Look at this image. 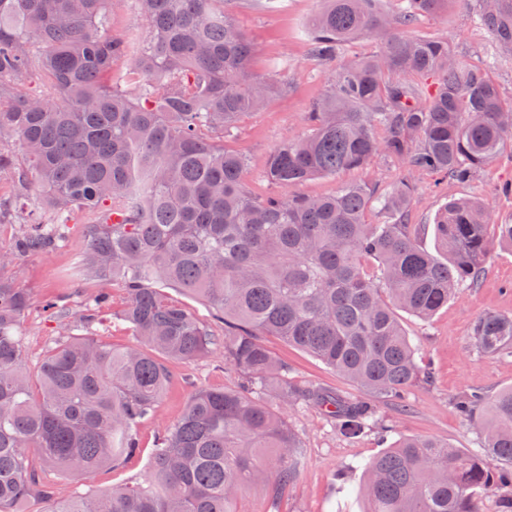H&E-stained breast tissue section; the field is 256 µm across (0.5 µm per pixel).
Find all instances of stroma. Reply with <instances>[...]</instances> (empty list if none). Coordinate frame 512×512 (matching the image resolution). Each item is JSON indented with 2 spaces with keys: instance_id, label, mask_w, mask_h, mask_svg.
Instances as JSON below:
<instances>
[{
  "instance_id": "stroma-1",
  "label": "stroma",
  "mask_w": 512,
  "mask_h": 512,
  "mask_svg": "<svg viewBox=\"0 0 512 512\" xmlns=\"http://www.w3.org/2000/svg\"><path fill=\"white\" fill-rule=\"evenodd\" d=\"M235 18L251 41L254 53L252 71L280 83V90L256 112L243 114L229 135L226 148L244 155V177L255 193H277L276 185L265 177L270 153L285 139L308 134L307 112L326 88L330 71L327 62L312 51L308 23L318 10V0H232ZM413 34L446 38L455 58L462 64L486 69L505 96H512V56L501 52L492 34L481 24L471 0H453L447 12L421 18ZM409 176L416 186L412 221L419 224L418 241L434 249L433 223L449 200L469 197L489 199L499 222L512 223V195L501 194L504 184L512 183V144H507L496 161L468 182L437 179L407 172L398 162L374 158L362 169L334 176L311 178L297 188L305 196H328L347 182L368 181L376 192L390 190L398 178ZM84 215H77L67 246L41 255L21 256L0 265V276L13 279L25 288L31 306L19 326L30 368H37L56 336V324L45 310L49 300L63 298L74 310H82L88 283L80 279L77 267L85 248ZM111 303L97 328L99 337L112 345L133 344L128 325L116 315L126 305L123 288L112 287ZM512 317V249L495 248L478 287L463 291L449 301L429 321L403 315V326L417 346L419 366L431 368L433 380L412 389L408 411L400 412L381 404L384 423L393 425L389 434L372 433L356 440L340 436L326 416L314 407L299 406L288 412L291 427L303 441L301 475L279 504H272L269 487L248 488L238 499V512H362L360 489L363 467L389 448L401 435H416L448 442L468 451L477 439L458 416L454 403L464 393L481 390L493 393L512 385V357L477 353L471 343V328L484 313ZM271 351L288 365L289 376L299 384H317L344 398H355L359 388L308 353L270 337ZM172 379L155 413L142 421L137 434L142 453L124 463L103 468L91 476L53 474L54 497L69 498L88 490L106 491L112 487L144 481L150 467L148 452L158 431L174 423L197 389L234 388L237 376L224 367L220 354L193 363L169 361Z\"/></svg>"
}]
</instances>
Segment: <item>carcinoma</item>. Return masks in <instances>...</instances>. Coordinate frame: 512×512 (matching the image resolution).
Segmentation results:
<instances>
[{"instance_id": "cac0c4a2", "label": "carcinoma", "mask_w": 512, "mask_h": 512, "mask_svg": "<svg viewBox=\"0 0 512 512\" xmlns=\"http://www.w3.org/2000/svg\"><path fill=\"white\" fill-rule=\"evenodd\" d=\"M135 2L146 26L138 37L112 33V0H0V140L15 137L22 149L0 148V177L16 189L0 201V224L9 215L19 225L0 259L57 251L74 215H92L80 277L124 289L120 319L137 336L115 347L94 333L104 288L80 314L50 302L62 332L34 385L18 335L30 297L0 277V512L33 497L51 502L48 512H237L257 483L277 502L301 470L288 408L313 405L349 438L375 428L378 411L294 383L263 337L402 409L431 373L398 312L431 318L477 287L492 241L512 248V224L496 223L489 203L454 200L436 215V252L424 249L406 177L381 195L366 183L324 197L294 192L380 154L466 182L512 141V98L455 61L448 40L409 34L450 0H397L396 10L319 0L313 52L333 68L308 112L311 132L270 155L266 176L282 192L266 197L245 184V159L224 148V133L276 84L252 73L253 47L224 0ZM478 16L512 54V0H478ZM362 37L380 52L336 59L342 43ZM119 62L124 89L112 83ZM24 76L42 89L22 90ZM34 185L46 207L37 218L20 205ZM373 206L380 224L366 222ZM167 288L208 304L223 331ZM471 340L480 353L512 356V317L480 315ZM217 352L242 387L196 390L157 436L145 483L53 499L46 472L88 475L140 452L136 428L166 391V361ZM457 411L479 447L402 437L365 466L364 512H483V495L512 490V387L467 395Z\"/></svg>"}]
</instances>
